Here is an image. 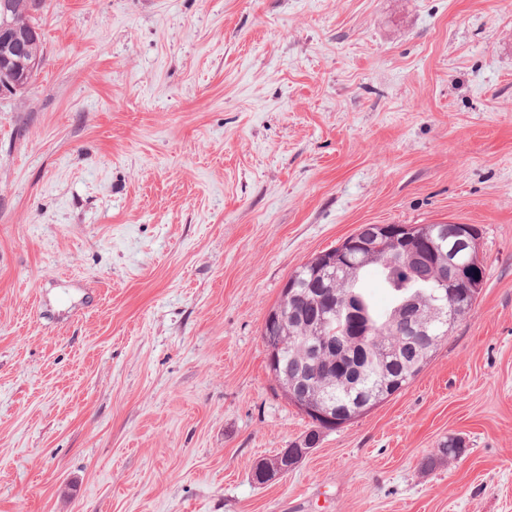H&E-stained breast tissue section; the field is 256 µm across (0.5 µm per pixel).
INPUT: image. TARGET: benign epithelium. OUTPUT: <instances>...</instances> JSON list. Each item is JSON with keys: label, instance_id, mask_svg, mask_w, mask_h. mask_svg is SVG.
<instances>
[{"label": "benign epithelium", "instance_id": "obj_1", "mask_svg": "<svg viewBox=\"0 0 512 512\" xmlns=\"http://www.w3.org/2000/svg\"><path fill=\"white\" fill-rule=\"evenodd\" d=\"M11 52L16 57L19 68L15 70L14 80L4 86L0 85V97L8 96L21 90L28 81L29 74L35 72L37 63H23L25 51L23 43L11 42ZM419 243V256L442 270L438 280L439 302L429 310L422 308L424 300L415 298L409 301L412 309L410 334L423 336L428 327L453 325L464 313L471 310L480 294L485 269L478 258V232L471 224L448 225V251L435 248L431 237L420 233L419 227L409 224H377L373 237L347 238L336 249H329L316 255L311 261L313 280L309 283L307 295L316 303L317 316L306 326L305 337L309 350L307 361L319 362L331 349L334 335L347 336L353 340L366 336L368 332L356 320L355 310L351 304L342 303L329 294L323 283L331 275V270L351 262L355 253L385 247L395 254L408 250L409 243ZM297 296L296 282L289 279L281 289L279 303L270 309L266 317L265 332L279 326ZM381 396L371 393L359 395L349 405H338L323 386L315 394L304 396V401L294 405L304 414L313 418L316 433L321 435L334 430L378 406ZM319 439L305 440L294 448L281 450L272 460L259 461L253 470V480L259 485L271 482L283 476L286 470L295 468L318 444Z\"/></svg>", "mask_w": 512, "mask_h": 512}]
</instances>
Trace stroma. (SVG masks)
Segmentation results:
<instances>
[{
  "instance_id": "stroma-1",
  "label": "stroma",
  "mask_w": 512,
  "mask_h": 512,
  "mask_svg": "<svg viewBox=\"0 0 512 512\" xmlns=\"http://www.w3.org/2000/svg\"><path fill=\"white\" fill-rule=\"evenodd\" d=\"M0 98V512H512V0H47ZM486 279L407 387L311 420L261 332L366 224ZM464 451L425 466L438 444ZM296 282L293 279H289L283 285L281 289L279 303L270 309L266 317L265 332L266 336H272L271 330L278 327L288 310V305H291L297 296ZM383 395L370 393L358 395L349 405H338L326 387H318L315 394L304 396V401L294 405L304 414L313 418L318 437L304 440L296 448H284L272 460L259 461L253 470L255 483L263 485L283 476L287 469L295 468L319 442L321 434L334 430L378 406ZM287 463V465L284 464Z\"/></svg>"
}]
</instances>
